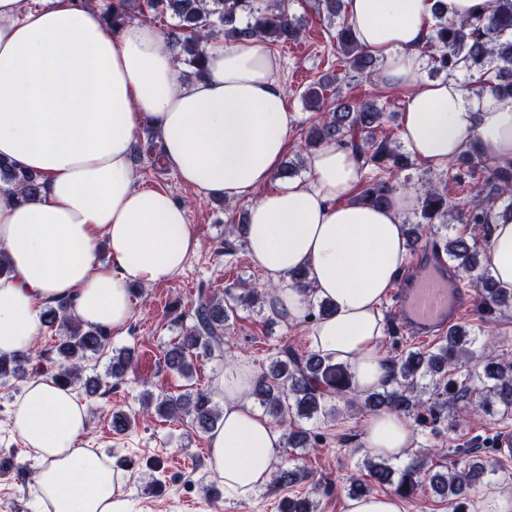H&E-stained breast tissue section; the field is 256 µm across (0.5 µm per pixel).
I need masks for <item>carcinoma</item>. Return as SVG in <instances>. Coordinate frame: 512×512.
<instances>
[{
  "mask_svg": "<svg viewBox=\"0 0 512 512\" xmlns=\"http://www.w3.org/2000/svg\"><path fill=\"white\" fill-rule=\"evenodd\" d=\"M314 10L336 30L338 52L349 70L370 74L379 59L361 46L351 27L343 18V0H314ZM137 13L144 18L163 22L170 17L175 23L166 25V45L176 60L201 73L205 62L203 44L224 39L231 45L260 41L270 47L296 43L304 37L305 19L291 14L287 0H110L103 11L104 20L120 27ZM436 23L427 37L423 56L429 71L451 75L474 66L482 68V86L493 94L512 96V0H486L480 12L472 18L450 21L443 13H434ZM326 84H310L302 93L305 105L320 117L310 126L305 137L311 151L331 140H348L362 161L378 175L362 186L358 200L374 206L389 204L391 195L405 189L409 178V156L397 142L377 138L376 129L392 119L376 100H358L336 96L326 106L323 90ZM478 168L488 173L482 198L471 202L464 223L471 224L479 234L466 236L451 233L452 225L437 227L431 222L448 214V193L435 184L424 188L421 198L423 222L407 228L406 246L414 248L420 238L445 230L443 252L457 273L471 278L478 292V310L483 312V326L478 329L464 324L453 327L448 336L429 350H407L389 358L392 368L390 384L367 394L356 391L347 365L326 358L316 351L298 352L288 344L281 346L269 365L261 371L252 396L272 420L286 429V442L292 449L310 450L316 447L318 436L307 422L315 415L326 414L327 401L333 397L361 400L372 412L393 410L415 417L424 426L428 419L460 404L466 409L476 403V409L486 413L499 408L503 415L512 414V363L497 362L486 355L492 344L488 324L501 307L512 304V293L497 287L491 274L487 250L491 225L500 219L512 220V161L486 157L473 149L448 161V179L460 185L465 182L463 168ZM38 178L13 164L0 160V193L24 199L38 192ZM263 301L254 288L233 285L224 289V298L201 296L190 314V322L181 324L180 338L167 345L163 361L166 368L184 378L193 376L192 358L199 349L208 354L223 352L224 323L236 305H253ZM68 302L47 306L42 311V325L55 333L56 358L45 364L37 352L11 357L0 356V380L25 374L24 366L32 361L65 385L81 386L87 396L100 394L102 384L97 377H86L87 363L107 353L111 334L98 327H86L67 314ZM473 361V368L463 369L460 356ZM134 350L123 348L108 358L107 374L116 381L124 379L132 366ZM142 408L163 418L188 419L197 430L207 433L223 417V410L210 392L197 388L179 395L153 398L146 391ZM366 473L350 478L349 495H368L375 486L393 485L403 497L414 496L425 482L444 498L456 503L464 499L466 489L483 474H496L481 459L466 461L461 468L446 473H430L424 459L416 457L399 469L389 460L368 459ZM305 473L297 466L281 467L275 473L273 485L285 488L302 482ZM282 512H315L308 495L284 498Z\"/></svg>",
  "mask_w": 512,
  "mask_h": 512,
  "instance_id": "obj_1",
  "label": "carcinoma"
}]
</instances>
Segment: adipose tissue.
<instances>
[{
  "mask_svg": "<svg viewBox=\"0 0 512 512\" xmlns=\"http://www.w3.org/2000/svg\"><path fill=\"white\" fill-rule=\"evenodd\" d=\"M479 2L344 0L357 41L383 61L380 81L412 88L402 141L431 166L469 148L512 159V97L421 77L433 5L455 21ZM205 50L204 75L189 80L152 24L112 28L92 0H0V158L40 178L37 196L0 197L10 266L0 275V355L31 349L42 309L62 299L73 319L122 334L136 288L168 280L197 248L186 207L138 184L132 153L148 125L182 183L248 202V252L275 286L271 308L298 323L312 300H329L333 314L310 329L313 349L348 365L358 390L381 389L389 364L378 349L380 305L405 260L401 216L414 195L395 192L381 208L352 201L362 165L336 142L308 156L305 179L271 187L294 121L281 61L258 41H211ZM489 256L498 287L512 292L511 222L493 224ZM298 270L308 288L293 285ZM257 378L242 366L217 380L224 415L208 434L210 465L242 497L270 482L283 446L282 430L248 397ZM11 424L33 464L41 512H113L124 477L107 454L82 447L86 407L72 388L32 377ZM414 436L403 415L382 411L368 420L364 442L401 460Z\"/></svg>",
  "mask_w": 512,
  "mask_h": 512,
  "instance_id": "ef3b65f1",
  "label": "adipose tissue"
}]
</instances>
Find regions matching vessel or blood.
Segmentation results:
<instances>
[{
  "instance_id": "vessel-or-blood-1",
  "label": "vessel or blood",
  "mask_w": 512,
  "mask_h": 512,
  "mask_svg": "<svg viewBox=\"0 0 512 512\" xmlns=\"http://www.w3.org/2000/svg\"><path fill=\"white\" fill-rule=\"evenodd\" d=\"M472 301L459 280L449 278L438 253L422 252L395 293L397 318L415 334H443Z\"/></svg>"
}]
</instances>
